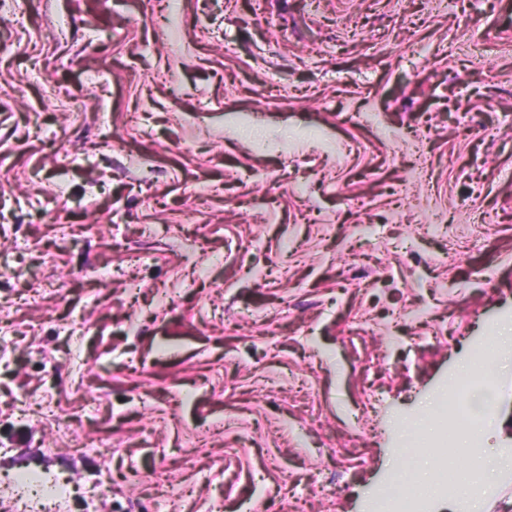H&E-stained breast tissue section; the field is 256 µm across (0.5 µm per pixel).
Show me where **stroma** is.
<instances>
[{
  "label": "stroma",
  "instance_id": "35a3bbf8",
  "mask_svg": "<svg viewBox=\"0 0 512 512\" xmlns=\"http://www.w3.org/2000/svg\"><path fill=\"white\" fill-rule=\"evenodd\" d=\"M510 326L512 0L0 9V472L97 485L69 512H371ZM95 418L112 457L66 454Z\"/></svg>",
  "mask_w": 512,
  "mask_h": 512
}]
</instances>
